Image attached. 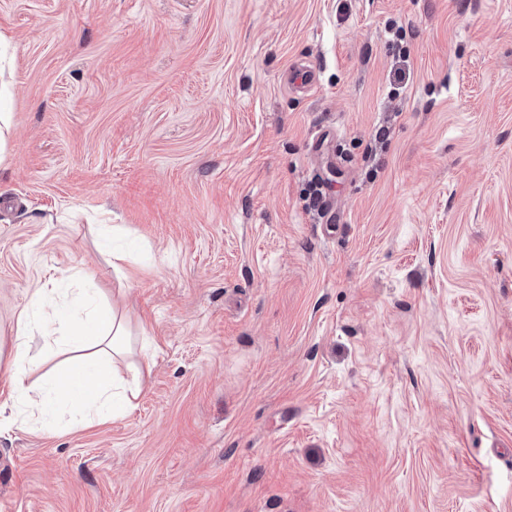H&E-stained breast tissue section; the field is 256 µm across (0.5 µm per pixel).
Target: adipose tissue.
Returning a JSON list of instances; mask_svg holds the SVG:
<instances>
[{"label":"adipose tissue","mask_w":512,"mask_h":512,"mask_svg":"<svg viewBox=\"0 0 512 512\" xmlns=\"http://www.w3.org/2000/svg\"><path fill=\"white\" fill-rule=\"evenodd\" d=\"M53 292L42 288L31 297L30 306L38 318L19 317L14 334V348L5 372L12 386V398L23 406L27 418H42L53 408L58 397L52 389H38L26 379L36 358L31 355L29 339L35 320L57 327L67 336L71 355L64 368L56 373L63 381L65 399L78 402L90 400L100 409L113 406L132 408L140 394L139 384L115 386L110 359L124 355L129 349V332L125 322L103 308L96 294L84 293L78 305L59 308L52 299Z\"/></svg>","instance_id":"obj_1"}]
</instances>
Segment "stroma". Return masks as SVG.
Instances as JSON below:
<instances>
[{"mask_svg": "<svg viewBox=\"0 0 512 512\" xmlns=\"http://www.w3.org/2000/svg\"><path fill=\"white\" fill-rule=\"evenodd\" d=\"M0 36V355L83 269L150 364L34 427L0 365V512H512V0H0Z\"/></svg>", "mask_w": 512, "mask_h": 512, "instance_id": "35a3bbf8", "label": "stroma"}]
</instances>
